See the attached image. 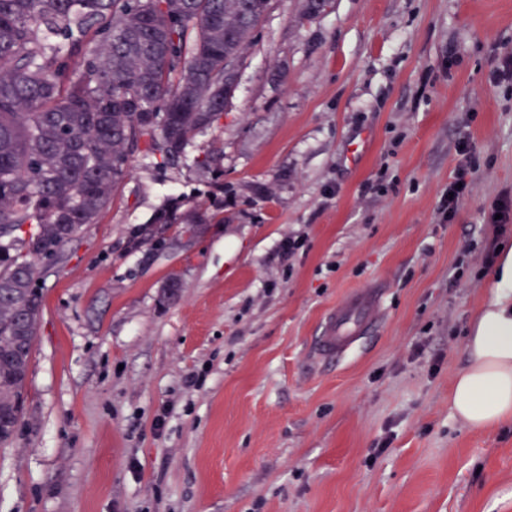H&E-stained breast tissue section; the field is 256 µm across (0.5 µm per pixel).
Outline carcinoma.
Listing matches in <instances>:
<instances>
[{
  "mask_svg": "<svg viewBox=\"0 0 512 512\" xmlns=\"http://www.w3.org/2000/svg\"><path fill=\"white\" fill-rule=\"evenodd\" d=\"M270 0H0V444L23 416L38 282L130 157L177 168L220 125ZM191 209L154 224H209Z\"/></svg>",
  "mask_w": 512,
  "mask_h": 512,
  "instance_id": "1",
  "label": "carcinoma"
}]
</instances>
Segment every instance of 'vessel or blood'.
<instances>
[{"mask_svg":"<svg viewBox=\"0 0 512 512\" xmlns=\"http://www.w3.org/2000/svg\"><path fill=\"white\" fill-rule=\"evenodd\" d=\"M383 290L380 286L358 288L329 313L317 346L325 360H341L375 328Z\"/></svg>","mask_w":512,"mask_h":512,"instance_id":"obj_1","label":"vessel or blood"}]
</instances>
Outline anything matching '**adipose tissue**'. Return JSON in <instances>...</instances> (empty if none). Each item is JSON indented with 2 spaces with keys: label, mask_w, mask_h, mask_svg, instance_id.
<instances>
[{
  "label": "adipose tissue",
  "mask_w": 512,
  "mask_h": 512,
  "mask_svg": "<svg viewBox=\"0 0 512 512\" xmlns=\"http://www.w3.org/2000/svg\"><path fill=\"white\" fill-rule=\"evenodd\" d=\"M469 363L454 379L453 414L483 428L512 419V250L496 268L488 302L471 327Z\"/></svg>",
  "instance_id": "adipose-tissue-1"
}]
</instances>
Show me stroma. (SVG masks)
<instances>
[{"label": "stroma", "instance_id": "1", "mask_svg": "<svg viewBox=\"0 0 512 512\" xmlns=\"http://www.w3.org/2000/svg\"><path fill=\"white\" fill-rule=\"evenodd\" d=\"M509 52L512 0H270L221 124L180 168L134 153L42 281L0 512H512V420L450 403L484 259L512 248L483 222L512 196ZM463 136L474 186L444 223ZM193 206L221 222L130 248ZM371 284L377 329L317 360Z\"/></svg>", "mask_w": 512, "mask_h": 512}]
</instances>
